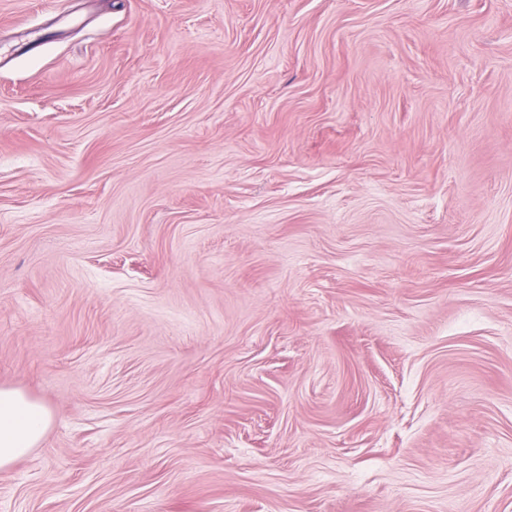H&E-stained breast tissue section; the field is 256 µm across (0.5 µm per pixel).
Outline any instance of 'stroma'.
Wrapping results in <instances>:
<instances>
[{"mask_svg": "<svg viewBox=\"0 0 512 512\" xmlns=\"http://www.w3.org/2000/svg\"><path fill=\"white\" fill-rule=\"evenodd\" d=\"M0 512H512V0H0ZM53 424L43 401L16 387H0V471L37 448Z\"/></svg>", "mask_w": 512, "mask_h": 512, "instance_id": "1", "label": "stroma"}]
</instances>
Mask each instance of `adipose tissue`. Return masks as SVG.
I'll return each instance as SVG.
<instances>
[{
    "instance_id": "obj_1",
    "label": "adipose tissue",
    "mask_w": 512,
    "mask_h": 512,
    "mask_svg": "<svg viewBox=\"0 0 512 512\" xmlns=\"http://www.w3.org/2000/svg\"><path fill=\"white\" fill-rule=\"evenodd\" d=\"M53 424L43 401L16 387H0V471L37 448Z\"/></svg>"
}]
</instances>
